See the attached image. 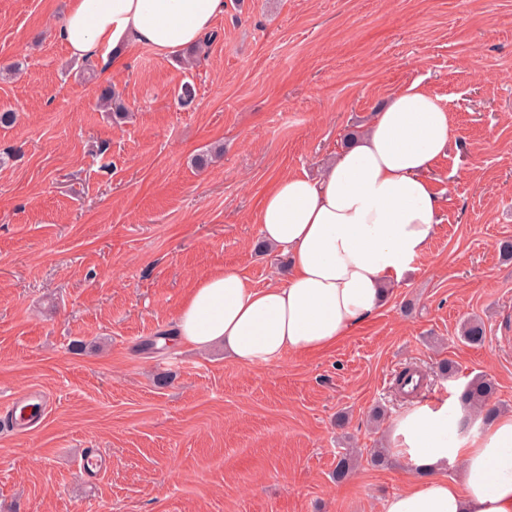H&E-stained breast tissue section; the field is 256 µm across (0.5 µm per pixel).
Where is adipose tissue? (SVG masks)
<instances>
[{
    "mask_svg": "<svg viewBox=\"0 0 512 512\" xmlns=\"http://www.w3.org/2000/svg\"><path fill=\"white\" fill-rule=\"evenodd\" d=\"M223 14L224 0H70L58 37L79 59L135 46L169 57ZM450 135L447 107L415 81L373 113L319 179L278 178L257 222L261 242L287 256V278L263 289L231 269L196 280L170 343L220 345L258 368L350 335L383 308L387 283L426 255L441 206L427 174ZM389 441L413 476L383 512H512V411L489 417L455 392L400 413ZM454 465L459 478H447Z\"/></svg>",
    "mask_w": 512,
    "mask_h": 512,
    "instance_id": "1",
    "label": "adipose tissue"
}]
</instances>
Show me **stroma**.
I'll return each mask as SVG.
<instances>
[{
  "label": "stroma",
  "mask_w": 512,
  "mask_h": 512,
  "mask_svg": "<svg viewBox=\"0 0 512 512\" xmlns=\"http://www.w3.org/2000/svg\"><path fill=\"white\" fill-rule=\"evenodd\" d=\"M68 2L0 0V512H382L408 481L394 455L371 461L411 406L401 368L428 400L488 375L512 411V0H225L209 46L115 62L69 57ZM415 80L452 132L436 234L387 305L264 368L166 342L197 279L287 274L257 247L263 194L317 177ZM107 87L127 118L99 108ZM470 318L481 344L459 339ZM31 389L43 416L7 424ZM90 448L111 459L96 474Z\"/></svg>",
  "instance_id": "1"
}]
</instances>
